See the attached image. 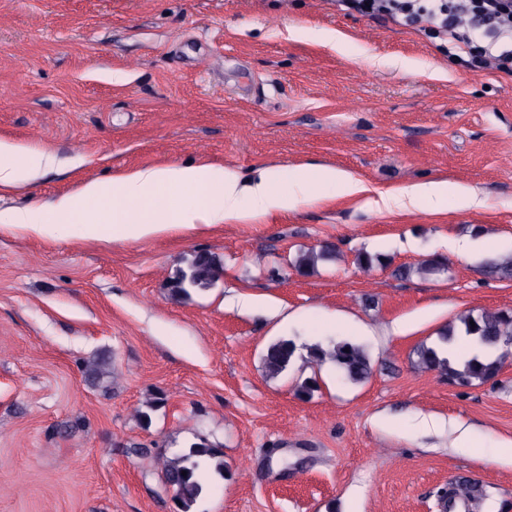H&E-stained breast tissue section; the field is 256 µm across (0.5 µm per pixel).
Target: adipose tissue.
I'll return each mask as SVG.
<instances>
[{"label":"adipose tissue","instance_id":"ef3b65f1","mask_svg":"<svg viewBox=\"0 0 512 512\" xmlns=\"http://www.w3.org/2000/svg\"><path fill=\"white\" fill-rule=\"evenodd\" d=\"M16 156L29 160L28 167L13 164ZM51 151L29 149L25 144L0 139V189L26 187L41 170L54 164ZM302 188L297 192L277 189L276 171L264 169L259 176L243 181L232 169L209 163L197 165H154L113 176L108 180L89 178L77 194L60 195L48 208L35 207L14 213L10 228L36 235L52 234L67 225H75L81 238L112 242L145 241L175 230L200 225L242 222L270 213L297 210L318 200L307 187L309 180L340 186L343 196L357 197L366 185L351 174L333 166L295 167ZM187 190L204 194L205 204H172L169 190ZM461 194L466 206L484 208L486 202L477 192L460 190L445 180L415 183L380 195L378 210L410 211L426 201L442 203L448 196Z\"/></svg>","mask_w":512,"mask_h":512}]
</instances>
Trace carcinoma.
<instances>
[{
    "mask_svg": "<svg viewBox=\"0 0 512 512\" xmlns=\"http://www.w3.org/2000/svg\"><path fill=\"white\" fill-rule=\"evenodd\" d=\"M331 258L328 249L301 252L293 260L294 268L301 274L315 271L318 262ZM220 263L212 255L203 258L196 254L186 268L178 270L173 281V292L188 296L190 292L213 286L219 276ZM485 272L498 279H512V254L496 257L485 265ZM468 339L469 351L463 360L454 365L448 359V347L455 346L456 338ZM512 344V311L482 310L459 317V324L448 325L439 333L433 346L420 348L417 366L433 371L448 383L469 386L474 382L485 383L495 378L501 367L502 356L497 351ZM297 346L291 339L278 340L270 344L264 354L268 375L276 377L288 370L293 362ZM312 361L332 363L341 379L361 382L371 373V364L365 347L357 342L343 339L325 346H310ZM165 481L172 484L177 512H191L197 499L207 485L208 472L224 473L221 452L213 445L202 441L193 443L172 456L161 458Z\"/></svg>",
    "mask_w": 512,
    "mask_h": 512,
    "instance_id": "cac0c4a2",
    "label": "carcinoma"
}]
</instances>
